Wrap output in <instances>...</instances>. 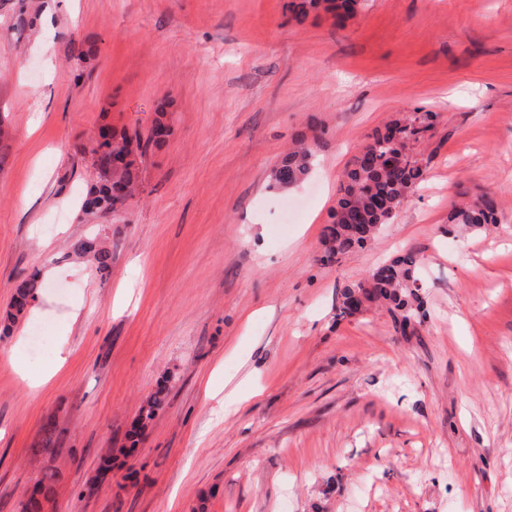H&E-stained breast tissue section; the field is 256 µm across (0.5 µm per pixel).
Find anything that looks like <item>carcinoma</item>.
<instances>
[{"instance_id":"carcinoma-1","label":"carcinoma","mask_w":512,"mask_h":512,"mask_svg":"<svg viewBox=\"0 0 512 512\" xmlns=\"http://www.w3.org/2000/svg\"><path fill=\"white\" fill-rule=\"evenodd\" d=\"M10 6L13 24L11 30L16 39H23L35 28L33 13L25 0H0V9ZM357 0H292L289 9L298 20L309 12L324 10L341 22L355 15ZM434 114L424 112L410 121L396 120L377 130L371 142L353 158L344 173L340 186L333 223L323 230L325 247L323 260L332 262L338 256L354 249L364 248L376 237L380 227L391 223L397 210L418 184L423 180L424 169L413 156H408L394 165L390 157L398 152L394 133L401 138L419 140L432 127ZM131 139L116 138L112 130L103 127L97 140L89 146L97 158L102 180L91 188L82 201L88 212L108 211L131 198L136 190L138 177L133 161L115 167L112 156L131 153ZM315 162V152L309 145L298 140L284 153L271 171V186L288 190L308 178ZM497 202L489 193L468 203L451 206L448 223L464 224L481 228L496 223ZM70 254L82 258L89 256L99 272L109 271L112 264V248L104 241L94 238L78 239L71 243ZM423 258L412 251L401 253L371 270L363 281L344 282L340 285L339 305L336 317L353 316L378 303L387 307L401 331H406L417 318L424 316L423 301L417 294L418 272ZM41 282L31 276L21 280L15 290L8 321L16 322L35 299ZM165 389L152 394L141 407L139 422L151 420L164 404ZM59 472L45 469L28 500V512H42L44 502L53 493Z\"/></svg>"}]
</instances>
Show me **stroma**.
<instances>
[{
  "label": "stroma",
  "instance_id": "stroma-1",
  "mask_svg": "<svg viewBox=\"0 0 512 512\" xmlns=\"http://www.w3.org/2000/svg\"><path fill=\"white\" fill-rule=\"evenodd\" d=\"M288 3L31 0L22 43L0 11V512H23L48 466L46 512H512V0H360L342 24ZM417 112L434 115L412 150L425 181L324 263L352 157ZM159 118L171 133L135 155V195L82 211L99 173L80 145L104 125L147 140ZM295 139L313 172L271 189ZM486 192L496 223H449ZM95 236L104 275L68 255ZM408 250L423 322L337 317L339 284ZM49 264L36 313L7 325L17 281Z\"/></svg>",
  "mask_w": 512,
  "mask_h": 512
}]
</instances>
